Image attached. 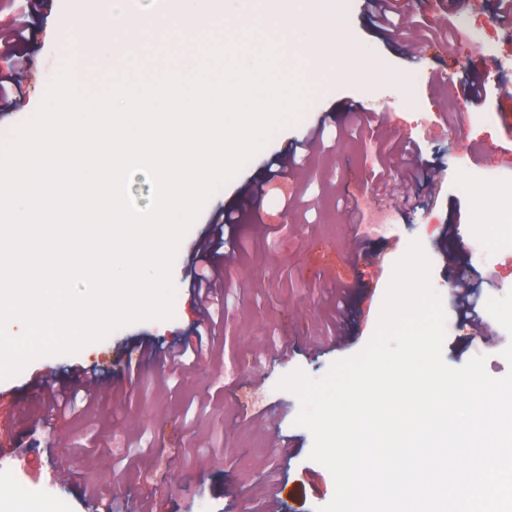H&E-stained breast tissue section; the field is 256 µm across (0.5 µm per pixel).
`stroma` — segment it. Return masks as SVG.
<instances>
[{"label":"stroma","mask_w":512,"mask_h":512,"mask_svg":"<svg viewBox=\"0 0 512 512\" xmlns=\"http://www.w3.org/2000/svg\"><path fill=\"white\" fill-rule=\"evenodd\" d=\"M492 2L397 0L409 25L439 32L460 24L472 36L464 48L425 42L407 58L373 27L363 0H320L334 27L307 30L309 41L326 44L333 32L346 34L366 50L362 78L337 83L329 94L314 90L301 120L276 131L237 179L210 198L177 251L172 319L119 328L77 354L38 358L0 380V460L22 464L26 479L54 484L53 497L38 501L7 490L0 512H94L84 495L90 485L109 488L112 512H136L146 494L155 512H267L272 483L282 489L277 512H317L332 499L334 480L309 460L312 437L294 423L299 401L277 383L297 369L322 378L333 362L366 346L393 267L415 239L432 262L431 284L446 313L447 364L460 367L482 355L491 376L512 368L502 355L512 343V223L484 227L492 203L475 196L481 189L512 197V168L498 160L512 114V99L504 96L512 91V33L492 21ZM108 9V0H51L34 43L36 77L13 110L0 113V138L40 105L66 58L61 43L72 46L81 80L96 83L98 72L111 68V60L89 58L80 39ZM132 37L134 57L149 70L162 67L161 51H180V33L160 20ZM462 56L487 78L480 103L469 98L468 73L457 65ZM438 70L450 74L446 86L431 82ZM361 111L374 116L383 139L418 144L417 163L429 182L417 208L401 206L407 184L401 165L392 164L385 183L373 181L375 153L358 128ZM320 121L325 146L298 170L292 208L278 191H247L276 153ZM355 199L388 214L396 243L374 233L354 248L346 204ZM229 207L250 219L236 227L238 251L224 266L220 345L176 379L168 363L140 360L136 346L191 333L190 252ZM474 236L496 241L485 264L469 265L488 324L481 334L459 319L453 290L460 247ZM351 285L363 288L360 314L337 345L326 338L334 317L330 298L337 287ZM73 366L110 370L126 388L107 394L91 412L56 414L47 377Z\"/></svg>","instance_id":"35a3bbf8"}]
</instances>
